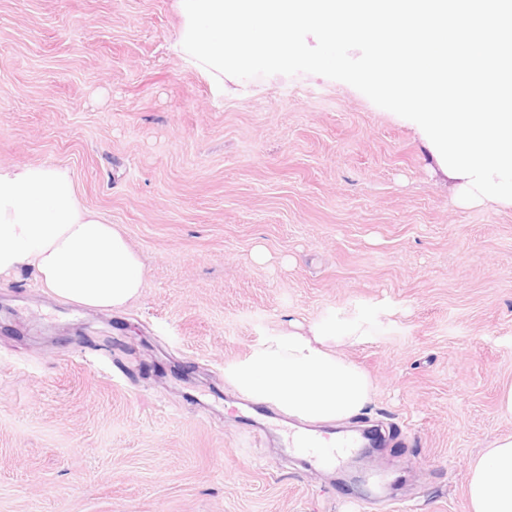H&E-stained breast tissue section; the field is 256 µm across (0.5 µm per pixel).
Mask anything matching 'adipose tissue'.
<instances>
[{"mask_svg": "<svg viewBox=\"0 0 512 512\" xmlns=\"http://www.w3.org/2000/svg\"><path fill=\"white\" fill-rule=\"evenodd\" d=\"M28 268L50 296L118 312L144 286L143 263L118 225L85 207L68 169L0 166V275ZM362 325L291 326L260 343L225 377L242 397L310 424L352 419L373 386L356 363L332 353L359 341ZM468 512H512V435L496 439L470 467Z\"/></svg>", "mask_w": 512, "mask_h": 512, "instance_id": "obj_1", "label": "adipose tissue"}]
</instances>
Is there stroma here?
Segmentation results:
<instances>
[{
  "label": "stroma",
  "mask_w": 512,
  "mask_h": 512,
  "mask_svg": "<svg viewBox=\"0 0 512 512\" xmlns=\"http://www.w3.org/2000/svg\"><path fill=\"white\" fill-rule=\"evenodd\" d=\"M182 23L177 0H0V166L68 169L146 268L113 313L0 276V512H467L512 434V206L462 201L345 82L216 88ZM292 320L364 325L333 350L373 381L346 424L385 433L373 457L303 470L300 421L226 381Z\"/></svg>",
  "instance_id": "stroma-1"
}]
</instances>
